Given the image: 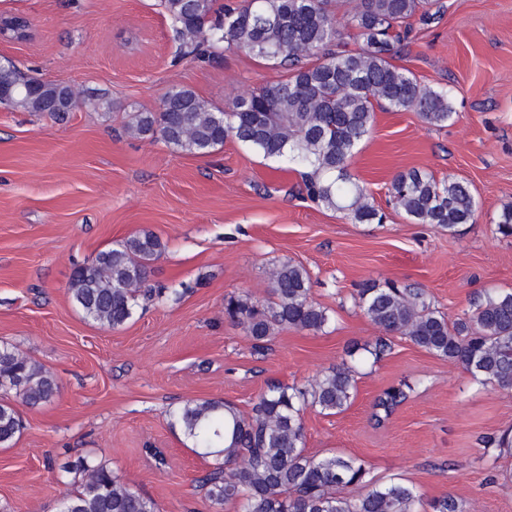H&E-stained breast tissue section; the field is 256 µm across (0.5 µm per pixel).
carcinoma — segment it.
<instances>
[{
    "label": "carcinoma",
    "mask_w": 512,
    "mask_h": 512,
    "mask_svg": "<svg viewBox=\"0 0 512 512\" xmlns=\"http://www.w3.org/2000/svg\"><path fill=\"white\" fill-rule=\"evenodd\" d=\"M217 0H164L176 36L190 48L222 44L287 69L283 80L213 111L193 90H169L157 112H133L127 129L157 136L168 146L206 155L233 137L265 158L301 167L306 196L344 212L358 224L381 223L383 214L348 172L359 142L370 132L375 108L413 110L432 126L453 117L448 93L423 85L392 63L407 41L411 20L437 19L429 0H345L362 44L347 49L332 0H248L239 8ZM317 62L309 63L307 58ZM44 82L26 79L12 63L0 66V88L12 89L14 109L42 112L30 93ZM391 196L412 224H433L453 234L475 220L477 202L468 182L439 181L419 169L399 173ZM164 250L150 231L116 242L74 270L68 286L73 304L103 328L116 329L139 301L162 291L146 287L149 267ZM272 298L263 305L246 295L225 300L224 313L258 344L294 329L317 333L330 322L311 297L309 272L290 261L271 271ZM355 305L385 333L407 338L427 353L462 368L483 385L512 390V292H486L453 323L436 310L423 288L367 281ZM415 387L392 386L375 400L373 425L380 426L408 400ZM59 392L56 378L17 349L0 346V446L15 443L22 421L9 400L47 403ZM356 393V369L332 367L302 386L272 385L247 413L224 400L190 399L173 415L196 452L213 459L200 488L212 507L238 512H466L445 495L424 502L415 486L401 481L369 488V463L332 453L306 452L304 410L326 415L345 411ZM502 454L512 452V431L485 440ZM71 470L81 483L66 490L63 509L73 512H157L153 499L128 487L112 469L81 459Z\"/></svg>",
    "instance_id": "cac0c4a2"
}]
</instances>
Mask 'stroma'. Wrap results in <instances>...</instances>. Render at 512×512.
<instances>
[{"mask_svg":"<svg viewBox=\"0 0 512 512\" xmlns=\"http://www.w3.org/2000/svg\"><path fill=\"white\" fill-rule=\"evenodd\" d=\"M439 23L415 25L397 67L445 90L454 110L442 126L417 112L376 109L349 172L385 212L357 224L299 192L294 165L236 139L208 155L127 133L128 113L157 111L176 86L228 109L237 95L286 78L285 69L217 48L207 59L180 45L161 0H0V16L31 21L23 40L0 39V63L107 100L61 121L0 106V344L53 374L60 393L17 403L23 429L0 447V512H60V474L77 459L103 464L153 498L159 512H215L195 481L209 469L173 412L189 399H223L248 412L269 383L301 385L349 362L381 328L354 304L368 280L425 289L448 321L487 291H512V237L496 231L512 204V0H435ZM463 179L477 221L456 234L410 223L389 197L410 168ZM165 250L147 284L163 295L110 330L70 301L74 269L140 231ZM290 261L311 278L331 320L322 332L287 330L264 351L224 316L225 297L270 296L269 271ZM380 361L359 364L343 413H304L306 449L370 464L373 483L414 485L423 499H461L466 512H512V455L484 436L512 428V393L401 336ZM418 394L382 427L376 397L400 381ZM160 449L165 467L146 451Z\"/></svg>","mask_w":512,"mask_h":512,"instance_id":"1","label":"stroma"}]
</instances>
